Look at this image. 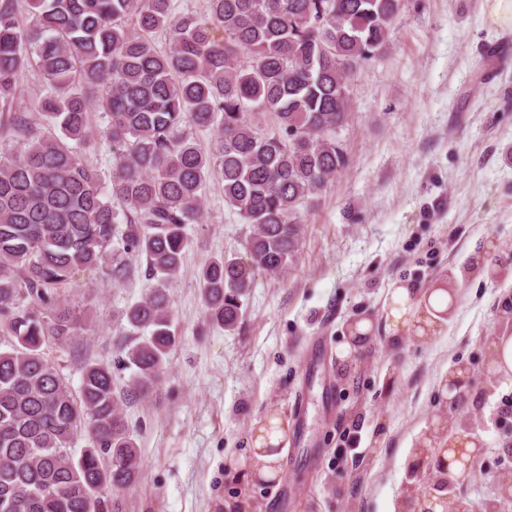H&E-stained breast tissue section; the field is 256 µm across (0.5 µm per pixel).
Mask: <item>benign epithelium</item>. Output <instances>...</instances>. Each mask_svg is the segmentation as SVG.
Returning a JSON list of instances; mask_svg holds the SVG:
<instances>
[{
  "mask_svg": "<svg viewBox=\"0 0 512 512\" xmlns=\"http://www.w3.org/2000/svg\"><path fill=\"white\" fill-rule=\"evenodd\" d=\"M460 374L448 376V412L456 409L459 399L469 390L472 384V373L465 364L457 367ZM485 445L475 435L474 426L469 425L448 435L441 448H421L415 463L408 470L406 492L402 496L405 512H434V508L426 506L427 498L419 493V487L433 482L437 475L448 479V486L440 489L436 503L442 512H476L475 503L459 490L473 473L480 458L485 454ZM497 496L484 502L487 512H500V506L512 501V469H503L496 480Z\"/></svg>",
  "mask_w": 512,
  "mask_h": 512,
  "instance_id": "obj_1",
  "label": "benign epithelium"
}]
</instances>
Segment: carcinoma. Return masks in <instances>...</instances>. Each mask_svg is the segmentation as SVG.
<instances>
[{"instance_id":"carcinoma-1","label":"carcinoma","mask_w":512,"mask_h":512,"mask_svg":"<svg viewBox=\"0 0 512 512\" xmlns=\"http://www.w3.org/2000/svg\"><path fill=\"white\" fill-rule=\"evenodd\" d=\"M0 0V512H105L103 493L140 476L142 461L120 404L149 396L180 337L169 286L199 223L213 177L224 204L250 225L247 258L200 270L206 320L233 330L241 297L261 271L284 273L300 247L302 211L345 169L339 139L350 78L390 42L403 0H208V15L174 0ZM167 29L159 52L151 39ZM224 31V38L217 37ZM44 81L38 121L13 108L19 76ZM108 120L111 184L86 164L91 115ZM267 116L271 129L258 126ZM214 129L205 151L185 128ZM145 256L157 285L125 311L131 392L86 363L78 390L45 346L86 323L57 296L81 271L134 275ZM87 440L78 458L69 446Z\"/></svg>"}]
</instances>
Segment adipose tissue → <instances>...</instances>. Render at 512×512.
Here are the masks:
<instances>
[{
    "label": "adipose tissue",
    "mask_w": 512,
    "mask_h": 512,
    "mask_svg": "<svg viewBox=\"0 0 512 512\" xmlns=\"http://www.w3.org/2000/svg\"><path fill=\"white\" fill-rule=\"evenodd\" d=\"M456 288V283L445 279L436 281L423 291L406 282L394 284L388 298L391 335H435L443 318L450 316L455 307ZM283 429V422L275 417L258 427L254 440V460L247 470L248 475L269 477L274 474L277 455L273 448L282 439Z\"/></svg>",
    "instance_id": "obj_1"
}]
</instances>
